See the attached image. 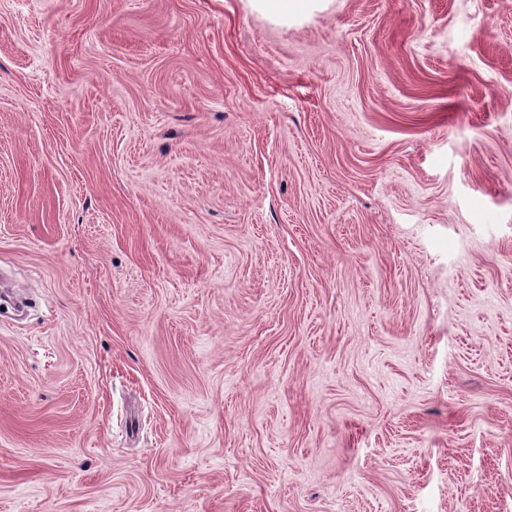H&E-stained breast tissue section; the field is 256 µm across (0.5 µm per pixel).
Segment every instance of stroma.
<instances>
[{
    "mask_svg": "<svg viewBox=\"0 0 512 512\" xmlns=\"http://www.w3.org/2000/svg\"><path fill=\"white\" fill-rule=\"evenodd\" d=\"M0 512H512V0H0Z\"/></svg>",
    "mask_w": 512,
    "mask_h": 512,
    "instance_id": "1",
    "label": "stroma"
}]
</instances>
